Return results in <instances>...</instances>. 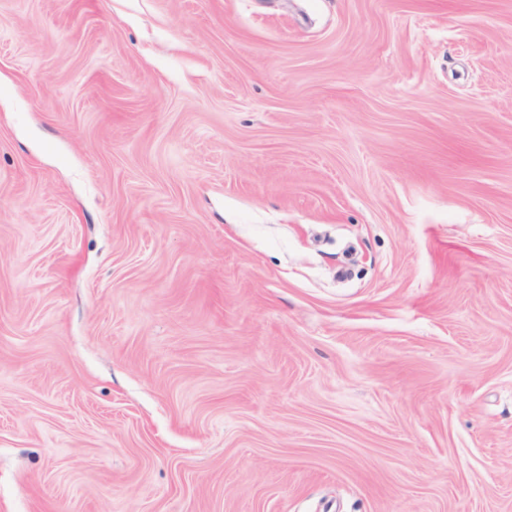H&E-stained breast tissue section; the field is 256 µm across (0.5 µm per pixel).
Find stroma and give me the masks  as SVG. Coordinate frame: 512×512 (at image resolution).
Listing matches in <instances>:
<instances>
[{"instance_id":"obj_1","label":"stroma","mask_w":512,"mask_h":512,"mask_svg":"<svg viewBox=\"0 0 512 512\" xmlns=\"http://www.w3.org/2000/svg\"><path fill=\"white\" fill-rule=\"evenodd\" d=\"M0 512H512V0H0Z\"/></svg>"}]
</instances>
